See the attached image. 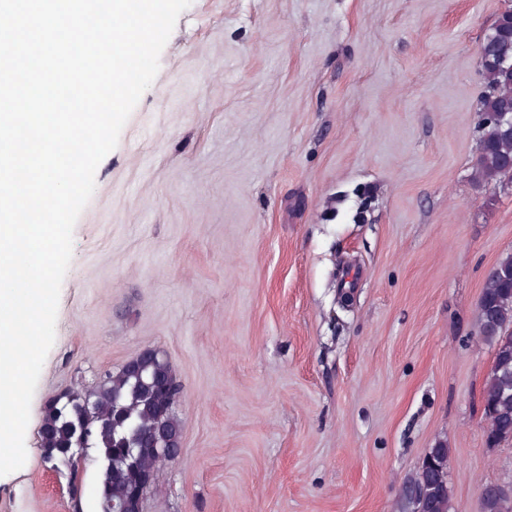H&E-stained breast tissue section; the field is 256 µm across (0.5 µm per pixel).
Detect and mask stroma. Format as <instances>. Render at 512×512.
<instances>
[{"mask_svg":"<svg viewBox=\"0 0 512 512\" xmlns=\"http://www.w3.org/2000/svg\"><path fill=\"white\" fill-rule=\"evenodd\" d=\"M508 9L192 0L74 227L0 512H72L44 404L147 349L183 432L143 512H398L438 444L450 512L512 481V441L485 444L479 336L512 184L472 179L478 47Z\"/></svg>","mask_w":512,"mask_h":512,"instance_id":"obj_1","label":"stroma"}]
</instances>
